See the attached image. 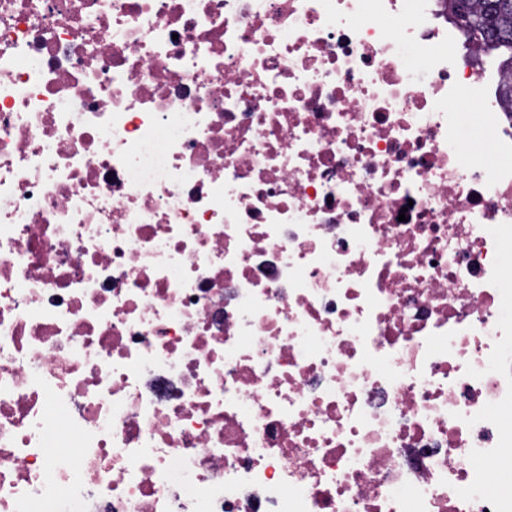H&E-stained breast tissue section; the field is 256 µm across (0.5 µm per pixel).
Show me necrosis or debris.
I'll return each instance as SVG.
<instances>
[{
    "mask_svg": "<svg viewBox=\"0 0 512 512\" xmlns=\"http://www.w3.org/2000/svg\"><path fill=\"white\" fill-rule=\"evenodd\" d=\"M457 41L0 0V512H512V114Z\"/></svg>",
    "mask_w": 512,
    "mask_h": 512,
    "instance_id": "4bbe7bcc",
    "label": "necrosis or debris"
}]
</instances>
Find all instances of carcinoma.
I'll use <instances>...</instances> for the list:
<instances>
[{"instance_id":"carcinoma-1","label":"carcinoma","mask_w":512,"mask_h":512,"mask_svg":"<svg viewBox=\"0 0 512 512\" xmlns=\"http://www.w3.org/2000/svg\"><path fill=\"white\" fill-rule=\"evenodd\" d=\"M448 22L473 44L494 55L501 66V91L512 106V0H447Z\"/></svg>"}]
</instances>
